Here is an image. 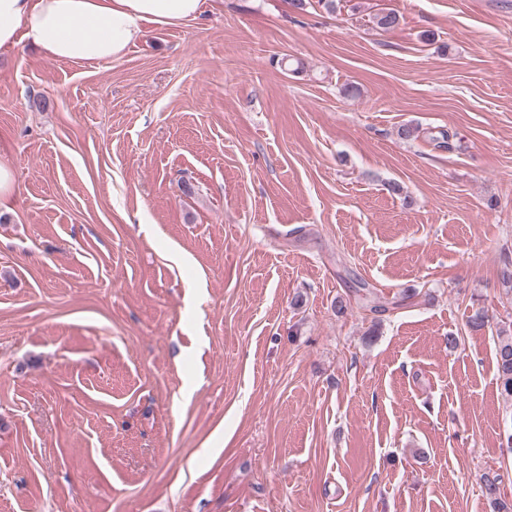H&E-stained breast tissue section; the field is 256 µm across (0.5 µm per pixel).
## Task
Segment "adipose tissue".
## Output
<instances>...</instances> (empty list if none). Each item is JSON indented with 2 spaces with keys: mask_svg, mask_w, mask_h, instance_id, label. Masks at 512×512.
<instances>
[{
  "mask_svg": "<svg viewBox=\"0 0 512 512\" xmlns=\"http://www.w3.org/2000/svg\"><path fill=\"white\" fill-rule=\"evenodd\" d=\"M202 0H0V50L28 43L47 57L73 63L121 58L153 22L195 21Z\"/></svg>",
  "mask_w": 512,
  "mask_h": 512,
  "instance_id": "1",
  "label": "adipose tissue"
}]
</instances>
